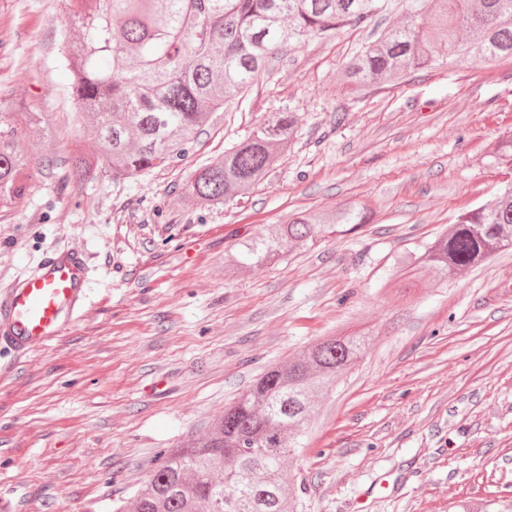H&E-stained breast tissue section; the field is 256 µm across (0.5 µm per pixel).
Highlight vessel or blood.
Masks as SVG:
<instances>
[{"mask_svg": "<svg viewBox=\"0 0 512 512\" xmlns=\"http://www.w3.org/2000/svg\"><path fill=\"white\" fill-rule=\"evenodd\" d=\"M91 280L81 244L47 254L31 273L0 291V348L22 359L73 327Z\"/></svg>", "mask_w": 512, "mask_h": 512, "instance_id": "obj_1", "label": "vessel or blood"}]
</instances>
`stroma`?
Here are the masks:
<instances>
[{"mask_svg": "<svg viewBox=\"0 0 512 512\" xmlns=\"http://www.w3.org/2000/svg\"><path fill=\"white\" fill-rule=\"evenodd\" d=\"M383 12L288 46L182 161L63 186L86 131L70 94L62 0H0V93L53 128L28 192L0 213V289L53 248L88 247L90 300L70 332L0 376L5 512H114L161 449L207 433L268 365L326 336L372 341L325 394L285 470L300 512H449L512 498V249L461 277L386 288L402 253L512 181V59L447 63L353 96L336 72L398 23ZM295 112L286 160L242 199L187 210L184 180L272 112ZM361 202L314 246L224 277V253L290 214Z\"/></svg>", "mask_w": 512, "mask_h": 512, "instance_id": "1", "label": "stroma"}]
</instances>
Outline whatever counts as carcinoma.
<instances>
[{
    "mask_svg": "<svg viewBox=\"0 0 512 512\" xmlns=\"http://www.w3.org/2000/svg\"><path fill=\"white\" fill-rule=\"evenodd\" d=\"M66 44L71 94L89 145L65 159L66 180L106 173L126 179L183 159L218 112L250 87L285 46L364 24L380 11L402 20L362 46L336 74L352 95L440 62L512 59V0H70ZM297 128L273 112L181 188L190 210L216 208L263 182L288 155ZM50 134L43 113L0 95V213L25 193L39 163L35 142ZM362 204L304 211L224 257V278L288 247L304 249L322 229L363 224ZM512 248V184L460 212L448 233L421 253L407 252L393 276L427 267L444 281ZM370 336H329L288 364L264 371L201 438L161 455L146 486L116 512H297L284 473L301 447L318 399L364 355ZM459 512H512L487 500Z\"/></svg>",
    "mask_w": 512,
    "mask_h": 512,
    "instance_id": "cac0c4a2",
    "label": "carcinoma"
}]
</instances>
